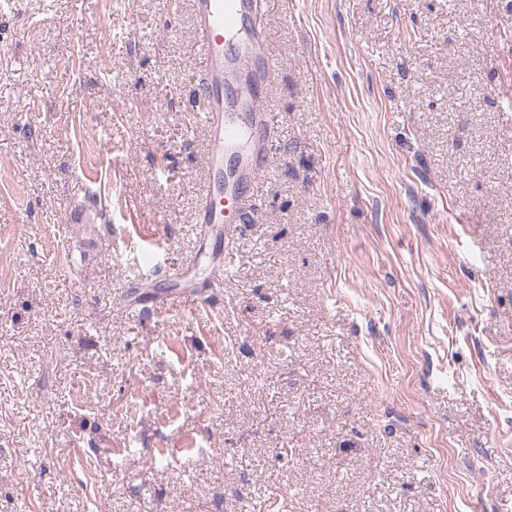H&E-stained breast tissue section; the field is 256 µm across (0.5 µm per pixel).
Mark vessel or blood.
Wrapping results in <instances>:
<instances>
[{
    "label": "vessel or blood",
    "mask_w": 512,
    "mask_h": 512,
    "mask_svg": "<svg viewBox=\"0 0 512 512\" xmlns=\"http://www.w3.org/2000/svg\"><path fill=\"white\" fill-rule=\"evenodd\" d=\"M259 8V0H193L202 61L199 102L212 143L203 203L207 224L234 226V213L252 206L249 188L265 171L268 118L261 101L274 61Z\"/></svg>",
    "instance_id": "1"
}]
</instances>
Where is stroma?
I'll return each instance as SVG.
<instances>
[{
    "instance_id": "35a3bbf8",
    "label": "stroma",
    "mask_w": 512,
    "mask_h": 512,
    "mask_svg": "<svg viewBox=\"0 0 512 512\" xmlns=\"http://www.w3.org/2000/svg\"><path fill=\"white\" fill-rule=\"evenodd\" d=\"M262 24L231 236L189 0H0V512H512V0Z\"/></svg>"
}]
</instances>
